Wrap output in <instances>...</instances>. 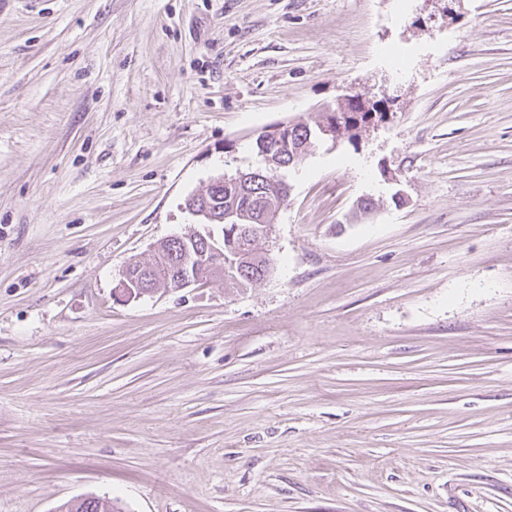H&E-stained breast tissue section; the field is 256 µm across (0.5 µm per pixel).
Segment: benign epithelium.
<instances>
[{"label": "benign epithelium", "mask_w": 512, "mask_h": 512, "mask_svg": "<svg viewBox=\"0 0 512 512\" xmlns=\"http://www.w3.org/2000/svg\"><path fill=\"white\" fill-rule=\"evenodd\" d=\"M288 124L278 123L257 134L268 150L280 149L287 140ZM175 239L184 250L182 271L173 277L170 289L182 290L191 286H204L216 278L224 277V235H215L207 229L177 235ZM150 271L143 265L129 261L116 285L119 295L126 301L152 292Z\"/></svg>", "instance_id": "1"}]
</instances>
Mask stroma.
Returning <instances> with one entry per match:
<instances>
[{
	"mask_svg": "<svg viewBox=\"0 0 512 512\" xmlns=\"http://www.w3.org/2000/svg\"><path fill=\"white\" fill-rule=\"evenodd\" d=\"M343 94L268 277L120 299ZM76 496L512 512V0H0V512ZM347 107L355 112H336V106L335 108L328 107L327 111L324 112L323 124L320 126L318 125L316 130H311L306 125L299 124L288 129V126L291 124L278 123L266 127L264 130L259 132L256 137H258L260 141L267 146L269 151H276L282 147L284 141L287 142L288 136V148L289 146L292 148L295 145L305 144V147L300 154L301 157L304 152L308 150L307 148L311 147L318 129H320V138L322 140H331L336 143V141L345 138L343 130L336 124L344 125L345 130L348 132V139L350 140L357 135L358 129L375 121H383L387 116V112H378L374 105H372L371 108H366L364 103L357 102L355 104L348 101ZM324 119H335L336 122L333 121L331 123H326Z\"/></svg>",
	"mask_w": 512,
	"mask_h": 512,
	"instance_id": "stroma-1",
	"label": "stroma"
}]
</instances>
